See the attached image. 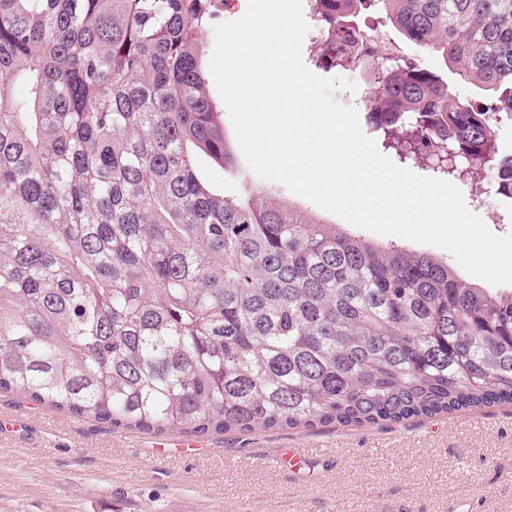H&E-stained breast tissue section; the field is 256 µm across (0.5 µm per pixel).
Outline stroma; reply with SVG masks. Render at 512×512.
Masks as SVG:
<instances>
[{
    "instance_id": "35a3bbf8",
    "label": "stroma",
    "mask_w": 512,
    "mask_h": 512,
    "mask_svg": "<svg viewBox=\"0 0 512 512\" xmlns=\"http://www.w3.org/2000/svg\"><path fill=\"white\" fill-rule=\"evenodd\" d=\"M359 23L377 42L418 56L461 101L488 105L492 91L463 82L433 53L417 51L376 8ZM323 78L353 81L336 101L355 108L365 135L380 139L367 112L374 81L368 61L336 66L303 48ZM467 208L505 221L512 199L494 178L460 183ZM0 512H512V405L453 411L359 427L209 434L187 448L177 431L115 430L0 392ZM280 448L304 449L296 471L268 464Z\"/></svg>"
}]
</instances>
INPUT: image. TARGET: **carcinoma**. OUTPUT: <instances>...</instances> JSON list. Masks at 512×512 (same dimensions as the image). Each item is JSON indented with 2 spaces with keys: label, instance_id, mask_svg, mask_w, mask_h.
<instances>
[{
  "label": "carcinoma",
  "instance_id": "cac0c4a2",
  "mask_svg": "<svg viewBox=\"0 0 512 512\" xmlns=\"http://www.w3.org/2000/svg\"><path fill=\"white\" fill-rule=\"evenodd\" d=\"M377 10L471 84L375 73L389 148L512 199V0H325L327 44ZM214 0H0V391L118 429L197 436L512 404V289L374 242L257 184L202 69ZM27 95L17 99L14 83Z\"/></svg>",
  "mask_w": 512,
  "mask_h": 512
}]
</instances>
